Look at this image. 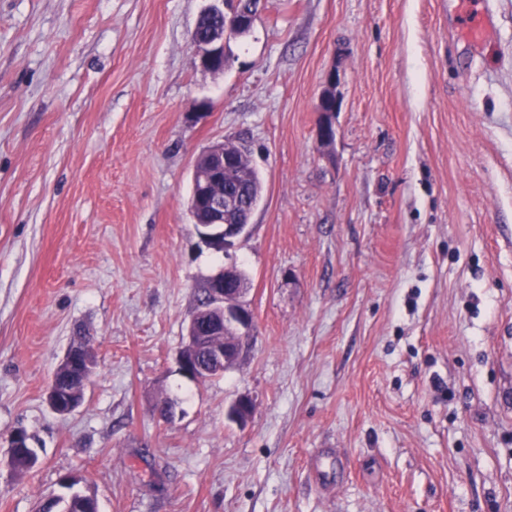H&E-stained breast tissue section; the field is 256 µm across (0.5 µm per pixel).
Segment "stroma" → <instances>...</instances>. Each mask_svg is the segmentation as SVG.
Returning <instances> with one entry per match:
<instances>
[{
	"mask_svg": "<svg viewBox=\"0 0 512 512\" xmlns=\"http://www.w3.org/2000/svg\"><path fill=\"white\" fill-rule=\"evenodd\" d=\"M208 4L0 0V512L67 475L99 512H512V0H483L477 45L459 0H261L220 74L190 43ZM217 142L264 191L221 250L187 209ZM231 266L254 325L188 379ZM81 337L96 366L59 415ZM338 77L336 71H331L326 79L325 88L319 98L317 111L320 112L319 138L322 143L333 139V128L330 117L338 112L340 100L336 94ZM237 273V280L247 288V278L238 268H226L211 276L205 283L209 306L196 310L186 327L187 342L177 357L179 370L193 380L223 374L237 359L240 351L241 329L249 330L252 324L250 311L241 302L245 288H225L226 282ZM205 287L201 288L198 303H202ZM215 336H224V344L211 343ZM215 376V375H214ZM94 363L95 359L92 350L83 343L74 344L67 350L61 362V366L63 367L61 376L55 377L48 389V402L55 413L59 415L70 414L80 406L85 394L86 383L82 390V399L80 403L72 399V397L69 399V402L64 401L62 399L63 393L66 391L69 394V392L67 390L68 388L63 389L60 386V382L63 377L73 374V377L76 378L92 369L94 367ZM74 378L71 386L77 385V381Z\"/></svg>",
	"mask_w": 512,
	"mask_h": 512,
	"instance_id": "stroma-1",
	"label": "stroma"
}]
</instances>
